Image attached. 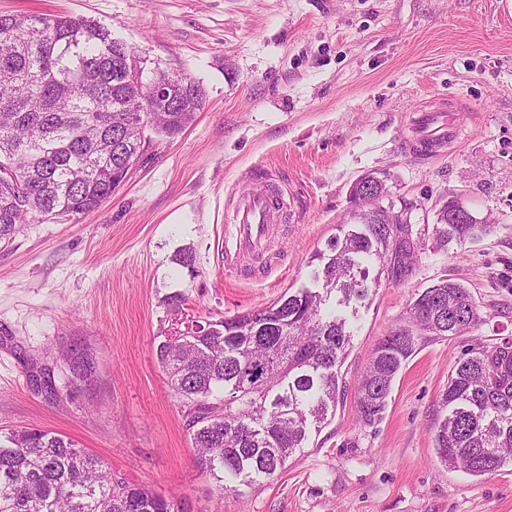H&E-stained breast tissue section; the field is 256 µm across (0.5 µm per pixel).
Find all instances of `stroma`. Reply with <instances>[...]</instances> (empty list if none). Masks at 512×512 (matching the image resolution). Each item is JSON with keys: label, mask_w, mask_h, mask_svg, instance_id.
Instances as JSON below:
<instances>
[{"label": "stroma", "mask_w": 512, "mask_h": 512, "mask_svg": "<svg viewBox=\"0 0 512 512\" xmlns=\"http://www.w3.org/2000/svg\"><path fill=\"white\" fill-rule=\"evenodd\" d=\"M20 13L98 22L146 72L190 75L205 105L178 136L152 135L98 210L31 221L0 243V439L66 436L185 512H512V464L477 477L447 468L432 433L455 361L512 339V0H0V14ZM444 105L458 142L431 157L410 149L406 116ZM368 174L408 207L415 263L348 314L330 423L282 472L217 495L157 346L187 321L313 287L310 259L350 223ZM271 182L283 219L263 268H225L232 197ZM456 195L490 227L437 246L436 211ZM185 250L194 269L176 261ZM443 278L470 290L479 325L420 347L383 419L359 425L354 391L374 347ZM174 295L180 307L167 306ZM70 349L92 356L89 380L71 381ZM46 368L51 394L32 380Z\"/></svg>", "instance_id": "obj_1"}]
</instances>
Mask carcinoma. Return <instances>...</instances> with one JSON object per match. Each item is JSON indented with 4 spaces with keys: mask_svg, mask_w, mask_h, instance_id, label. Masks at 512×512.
<instances>
[{
    "mask_svg": "<svg viewBox=\"0 0 512 512\" xmlns=\"http://www.w3.org/2000/svg\"><path fill=\"white\" fill-rule=\"evenodd\" d=\"M125 43L94 22L51 14L0 15V243L40 216H76L112 193V175L141 150L138 114L172 138L203 107V92L165 74L169 94L155 99L125 78ZM357 223L327 242L323 291L300 288L269 307L170 337L157 347L169 386L188 404L197 467L219 493L239 478L283 470L328 421L339 396L338 368L351 342L346 319L328 314L375 292L392 263L390 241L358 209ZM437 213L441 246L486 232ZM377 267L371 272L370 267ZM475 328L480 314L450 279L425 289L403 323L375 347L357 385L363 427L381 419L397 374L420 346ZM433 428L439 461L472 476L512 462V340L482 345L456 361ZM0 512H183L177 501L112 476L97 457L47 430H22L0 444Z\"/></svg>",
    "mask_w": 512,
    "mask_h": 512,
    "instance_id": "1",
    "label": "carcinoma"
}]
</instances>
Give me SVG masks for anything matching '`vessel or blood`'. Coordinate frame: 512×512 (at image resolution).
I'll return each instance as SVG.
<instances>
[{
  "label": "vessel or blood",
  "instance_id": "b4317fda",
  "mask_svg": "<svg viewBox=\"0 0 512 512\" xmlns=\"http://www.w3.org/2000/svg\"><path fill=\"white\" fill-rule=\"evenodd\" d=\"M408 125L414 143L425 155L442 152L457 128L455 113L445 107L411 113ZM282 209L283 194L276 185H268L260 192L238 194L224 227L225 266L235 267L246 258L263 256L271 246Z\"/></svg>",
  "mask_w": 512,
  "mask_h": 512
}]
</instances>
